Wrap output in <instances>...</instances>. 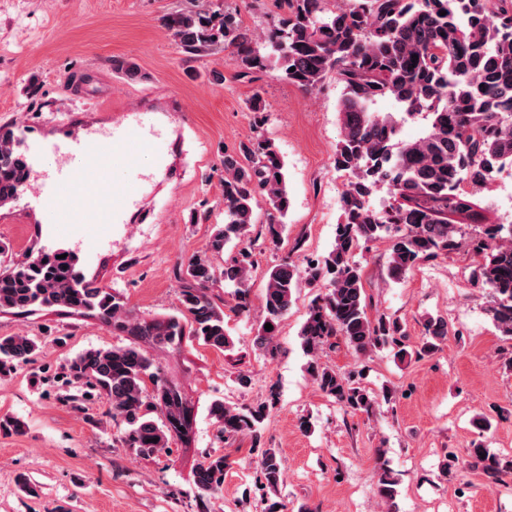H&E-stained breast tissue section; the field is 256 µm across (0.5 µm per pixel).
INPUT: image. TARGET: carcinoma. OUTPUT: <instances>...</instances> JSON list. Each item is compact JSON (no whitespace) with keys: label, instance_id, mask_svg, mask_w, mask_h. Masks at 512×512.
I'll return each instance as SVG.
<instances>
[{"label":"carcinoma","instance_id":"carcinoma-1","mask_svg":"<svg viewBox=\"0 0 512 512\" xmlns=\"http://www.w3.org/2000/svg\"><path fill=\"white\" fill-rule=\"evenodd\" d=\"M281 9L278 23L265 34L244 25L224 0L172 11L162 26L189 57L226 52L241 79L273 74L307 93L330 74L342 84L334 165L348 175V183L333 249L303 268L289 262L271 268L254 347L263 355L275 353L293 290L305 280L318 289L300 330L308 374L347 412L370 415L378 397L360 382L362 372L341 373L320 361L336 336L359 355L381 346L396 349L400 358L410 354L398 320L368 314L364 271L355 260L359 248L389 239L388 276L398 281L423 261L467 247L480 259L477 279L489 290L487 312L502 335L512 337V222L464 231L462 221L478 224L481 214L461 188L465 182L485 186L512 167V0H281ZM384 98L394 99L403 117L425 121L419 137L400 139L401 120L375 110ZM21 147L12 129L0 127V207L15 201L30 181ZM223 163L224 223L213 225L205 251L178 267L175 315L134 317L120 295L78 275V259L67 249H42L0 273V311L23 315L56 308L96 317L132 337L126 346L91 349L67 360L62 378L96 392L109 407L120 442L143 455L163 450L174 436L189 441L192 416L182 388L164 377L146 347L176 350L188 336L214 350L231 349L224 311L208 289L224 281L232 289L234 311L249 314L252 250L239 248L222 268L214 257L248 238L261 206L269 242L278 245L286 231L290 199L274 143L258 133L224 152ZM383 183L391 187L393 202L376 210L370 196ZM267 323L272 330L265 329ZM425 330L418 356L437 350L448 336V323L430 317ZM38 349L32 336H0V376L31 363ZM277 402L272 393L255 406L215 400L209 407L222 438L251 437L257 483L274 493L285 468L276 449L262 447V431ZM469 455L490 484L512 475L511 457L479 446ZM229 466L227 457L210 453L194 467L199 498L222 489ZM397 485L381 463L376 493L389 509Z\"/></svg>","mask_w":512,"mask_h":512}]
</instances>
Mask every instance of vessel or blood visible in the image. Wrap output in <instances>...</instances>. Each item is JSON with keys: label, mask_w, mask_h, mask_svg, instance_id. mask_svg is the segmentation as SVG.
<instances>
[{"label": "vessel or blood", "mask_w": 512, "mask_h": 512, "mask_svg": "<svg viewBox=\"0 0 512 512\" xmlns=\"http://www.w3.org/2000/svg\"><path fill=\"white\" fill-rule=\"evenodd\" d=\"M162 129L150 112H140L134 122L113 121L105 135L106 146L88 149L81 139L67 137L53 142L52 152L62 158L61 165L42 171L41 190L58 198L68 193L79 176H88L83 186L85 208L82 213L70 212L65 206H57L55 218L62 223L116 224L122 212L136 204L141 197L145 177L131 156L133 146L152 143L162 137ZM123 174L112 196H105L101 179L112 171Z\"/></svg>", "instance_id": "b4317fda"}]
</instances>
